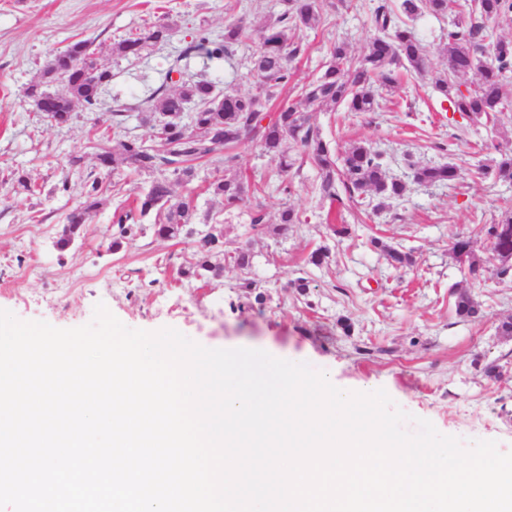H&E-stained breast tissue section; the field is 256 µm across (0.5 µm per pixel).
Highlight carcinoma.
I'll return each mask as SVG.
<instances>
[{
  "label": "carcinoma",
  "mask_w": 512,
  "mask_h": 512,
  "mask_svg": "<svg viewBox=\"0 0 512 512\" xmlns=\"http://www.w3.org/2000/svg\"><path fill=\"white\" fill-rule=\"evenodd\" d=\"M454 8L458 21L439 43L442 63L434 71L429 68L430 51L409 22L425 12L443 16ZM318 18L316 0H289V8L259 29L253 54L257 79L254 94H241L234 89L220 94L209 80L200 78L182 82L174 92L163 85L146 99L151 111L163 117L153 125L161 148L138 139L123 140L119 147L125 160L136 169L158 173L161 178L154 180L141 195L137 212L115 210L118 237L112 242L113 248L143 233L141 220L152 212L156 217L155 236L194 237L193 206L188 202L169 204L171 188L167 175L189 183L195 177L194 162L221 150L224 165L230 167L236 156L229 150L245 137L255 141L263 154L279 158L284 173L295 164L289 156L290 149H302L318 170L321 195L329 200L339 201L343 193L351 198L364 195L377 200L376 207L380 208L388 200L404 197L407 184L387 174L383 155L368 142L353 144L345 151L342 163H337L334 149L311 122L310 115L312 110L333 112L340 107L348 112L375 111L377 89L393 90L399 83L400 67L431 75L433 90L445 98L449 109L465 115L474 125H495L512 113V37L498 33L500 21L512 20V0H378L372 12L378 34L370 39L367 52L356 59L345 42L336 43L332 61L324 72L301 86L302 105H284L267 124H262V101L270 100L276 88L288 85L291 63L303 51L289 33L313 27ZM173 30L172 23L146 27L119 42L114 52L121 57L138 58ZM252 37L251 28L241 20L225 25L220 38L202 29L185 53L202 51L210 59H225L232 55L234 46ZM93 55V42L72 43L51 58L44 80L27 87L26 96L34 102L36 110L56 126L69 125L77 103L95 110L102 91L112 82V71L93 65ZM55 81L64 85L65 92L43 88L44 83ZM190 103L194 109L184 124L181 118ZM481 150L495 152L497 156L488 164L478 165V174L484 179L512 183V152L503 151L492 137L481 144ZM412 170L413 180L422 184H444L460 176V167L453 163L414 166ZM209 189L224 199L226 210L245 202V187L235 179H217L209 184ZM103 205L101 182L90 176L83 186L82 201L66 216L57 248L66 250L79 235L86 214ZM482 232L491 253L512 259V210L505 211L497 223L484 226ZM222 253L224 242L217 237L204 242L195 240L190 267L183 274L194 278L220 276L224 266L213 258ZM451 253L461 271L472 276L479 273L481 265L471 239L456 238ZM225 259L242 271L249 270L253 263V255L246 247ZM455 311L465 320L480 313L478 303L466 292L458 294Z\"/></svg>",
  "instance_id": "obj_1"
}]
</instances>
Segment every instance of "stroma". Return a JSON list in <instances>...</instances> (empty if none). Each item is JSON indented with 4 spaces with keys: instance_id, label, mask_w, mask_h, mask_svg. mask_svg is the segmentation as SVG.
I'll return each instance as SVG.
<instances>
[{
    "instance_id": "obj_1",
    "label": "stroma",
    "mask_w": 512,
    "mask_h": 512,
    "mask_svg": "<svg viewBox=\"0 0 512 512\" xmlns=\"http://www.w3.org/2000/svg\"><path fill=\"white\" fill-rule=\"evenodd\" d=\"M375 0H319L318 26L294 33L303 53L293 61V77L263 105L274 115L280 105L297 102L301 84L331 60L336 42L362 55L375 30L370 22ZM286 0H0V309L24 321L57 328L89 323L96 303H104L125 326L145 331L177 329L212 349L252 348L292 361L306 359L314 369L331 371L337 383L357 389L385 390L415 418L433 423L442 434L463 441H496L512 451V337L495 333L512 318V278H498L480 229L512 206V184L477 178L476 165L487 156L478 145L495 134L512 149V120L495 130L475 126L449 112L429 78L402 74L395 92L378 90L374 112H316L312 122L323 138L344 153L353 143L370 141L391 174L405 180L403 198L374 208L367 200L338 203L321 197L315 166L301 151L290 175L295 189L284 195L278 159L263 155L255 143L236 145L237 160L197 161L196 178L173 187V201L192 200L197 217L219 216L224 250L245 246L253 254L249 276L265 296L263 304L241 298L239 269L225 264L220 277L194 279L180 270L191 258L183 239L146 233L113 249L116 208L135 207L139 188L151 174L119 160L101 169L100 149L118 151L111 109L128 106L126 136L152 141L145 99L159 86L176 88L169 70L183 79L200 77L216 88L254 92L248 41L236 46L232 61L208 60L184 48L199 28L213 34L243 20L256 26L276 18ZM173 22L175 33L137 59L113 54L114 43L148 26ZM79 40L93 41L99 65L112 71L102 104L90 112L76 107L68 127L50 125L26 95L48 59ZM467 139L468 147L458 146ZM82 158L70 166L72 155ZM452 162L461 175L448 184L416 183L412 166ZM32 193L20 192L18 176ZM99 177L106 203L91 213L66 251L59 238L67 214L77 205L86 176ZM231 176L246 188L245 205L225 211L208 191L210 181ZM292 206L300 223L279 226V212ZM262 225L252 226L254 211ZM348 228L333 234L335 225ZM470 237L484 262L480 279L464 275L450 246ZM381 241L373 247L371 238ZM411 253L410 268L391 265L384 246ZM320 247L330 250L328 265L310 263ZM307 292L293 288L297 278ZM468 292L481 316L472 321L455 314V298ZM498 375H489V367Z\"/></svg>"
}]
</instances>
